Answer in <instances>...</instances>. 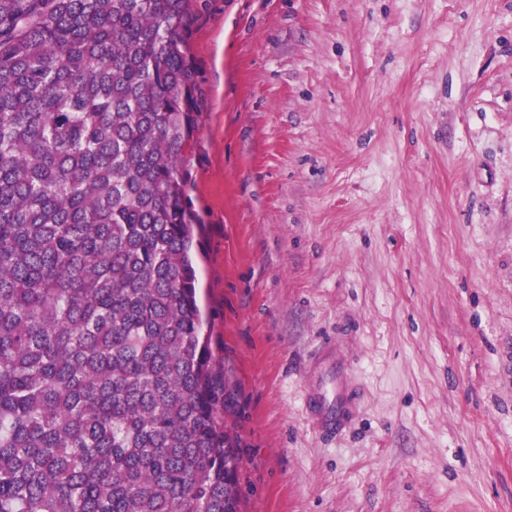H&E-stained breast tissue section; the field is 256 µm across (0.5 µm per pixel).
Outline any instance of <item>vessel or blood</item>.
<instances>
[{"mask_svg": "<svg viewBox=\"0 0 512 512\" xmlns=\"http://www.w3.org/2000/svg\"><path fill=\"white\" fill-rule=\"evenodd\" d=\"M317 365L327 366L333 377L331 390L321 383H311L306 392V414L315 432L333 438L343 432L358 414L350 365L340 343L324 344L316 359Z\"/></svg>", "mask_w": 512, "mask_h": 512, "instance_id": "b4317fda", "label": "vessel or blood"}]
</instances>
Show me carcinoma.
Segmentation results:
<instances>
[{
	"label": "carcinoma",
	"mask_w": 512,
	"mask_h": 512,
	"mask_svg": "<svg viewBox=\"0 0 512 512\" xmlns=\"http://www.w3.org/2000/svg\"><path fill=\"white\" fill-rule=\"evenodd\" d=\"M190 0H0V512H239L181 153Z\"/></svg>",
	"instance_id": "obj_1"
}]
</instances>
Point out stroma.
<instances>
[{"label": "stroma", "instance_id": "stroma-1", "mask_svg": "<svg viewBox=\"0 0 512 512\" xmlns=\"http://www.w3.org/2000/svg\"><path fill=\"white\" fill-rule=\"evenodd\" d=\"M188 49L242 512H512V0H192ZM331 339L360 403L325 440Z\"/></svg>", "mask_w": 512, "mask_h": 512}]
</instances>
